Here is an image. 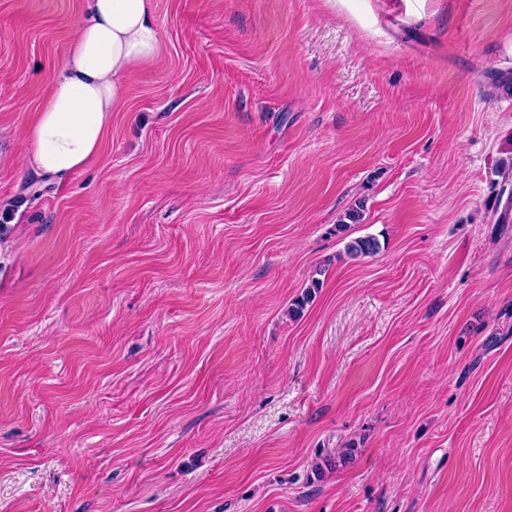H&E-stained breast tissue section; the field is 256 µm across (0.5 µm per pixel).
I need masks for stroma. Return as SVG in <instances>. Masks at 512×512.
Here are the masks:
<instances>
[{
    "label": "stroma",
    "mask_w": 512,
    "mask_h": 512,
    "mask_svg": "<svg viewBox=\"0 0 512 512\" xmlns=\"http://www.w3.org/2000/svg\"><path fill=\"white\" fill-rule=\"evenodd\" d=\"M153 3L57 184L0 0V512H512V0Z\"/></svg>",
    "instance_id": "1"
}]
</instances>
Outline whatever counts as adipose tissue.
Returning a JSON list of instances; mask_svg holds the SVG:
<instances>
[{
    "instance_id": "adipose-tissue-1",
    "label": "adipose tissue",
    "mask_w": 512,
    "mask_h": 512,
    "mask_svg": "<svg viewBox=\"0 0 512 512\" xmlns=\"http://www.w3.org/2000/svg\"><path fill=\"white\" fill-rule=\"evenodd\" d=\"M162 49L151 0H87L50 92L23 130L27 171L62 180L87 166L100 152L128 78Z\"/></svg>"
}]
</instances>
